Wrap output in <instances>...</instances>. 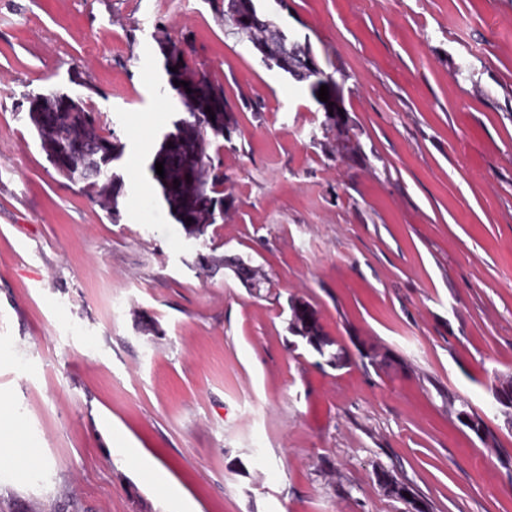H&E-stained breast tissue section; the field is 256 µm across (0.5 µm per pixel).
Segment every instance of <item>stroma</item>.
Listing matches in <instances>:
<instances>
[{
    "label": "stroma",
    "instance_id": "obj_1",
    "mask_svg": "<svg viewBox=\"0 0 512 512\" xmlns=\"http://www.w3.org/2000/svg\"><path fill=\"white\" fill-rule=\"evenodd\" d=\"M273 17L334 75L361 158H334L306 84L227 36L210 0H0V399L20 424L0 512H403L379 464L430 512H512L491 394L512 377V0H287ZM158 31L188 38L242 131L207 247L272 291L186 266L197 244L167 208H134L147 169L124 172L111 219L27 122L23 98L77 67L126 154L156 150L176 104L156 93ZM292 296L348 365L289 349ZM463 398L492 441L458 421Z\"/></svg>",
    "mask_w": 512,
    "mask_h": 512
}]
</instances>
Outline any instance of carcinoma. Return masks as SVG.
Wrapping results in <instances>:
<instances>
[{"label":"carcinoma","instance_id":"obj_1","mask_svg":"<svg viewBox=\"0 0 512 512\" xmlns=\"http://www.w3.org/2000/svg\"><path fill=\"white\" fill-rule=\"evenodd\" d=\"M215 14L228 24L226 34L248 42H261L269 52L271 64L276 57L288 54L290 65L285 74L298 83L308 86L311 97H316L320 87L336 84L333 74L321 69L313 71L308 65L313 53L309 40H285L282 26L274 21L260 6V0H212ZM186 39L163 38L157 41L162 57V69L168 84L173 86L176 98L184 111L176 113L172 120L173 130L164 134L155 150L148 171L157 184L161 201L170 216L181 225L186 237L198 239L204 236L212 221L210 206L221 202L224 210L234 206L235 198L224 190V174L216 173L219 165L210 154L212 145L232 140L239 131L232 105L224 93L220 81L206 71L189 64L183 44ZM186 81L191 93L183 92V86L173 81ZM211 113H205V108ZM93 112L86 99L73 97L68 91L54 89L28 99L27 119L37 132L40 147L54 169L67 180L83 185V190L97 199L108 211L118 210L119 198L124 195L125 183L118 172V163L124 154V145L114 135H104L99 119L88 120ZM215 120H210V114ZM324 138L336 142V153L342 157L358 154L354 124L349 115L339 119L326 115L323 121ZM163 163L165 176L156 173V162ZM179 186H174V180ZM192 219L187 224L185 220ZM200 271L214 272L223 266L234 272L247 287L261 291L275 286L271 276L241 260H217L200 257ZM290 316L287 329L298 336L306 348L316 353L323 362L334 368L347 361L345 350L336 339L329 336L318 311L302 298L289 301ZM391 480L394 489L386 496L403 503L411 512H429V504L407 484L398 481L393 471L381 467L375 471L376 481ZM410 497H405V494Z\"/></svg>","mask_w":512,"mask_h":512}]
</instances>
